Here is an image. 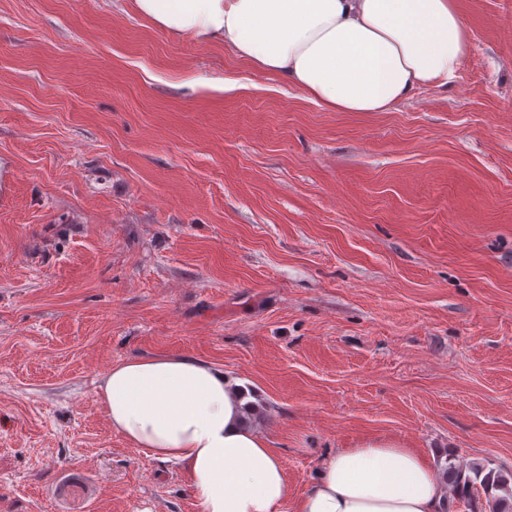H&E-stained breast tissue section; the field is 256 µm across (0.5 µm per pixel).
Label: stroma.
<instances>
[{"mask_svg":"<svg viewBox=\"0 0 512 512\" xmlns=\"http://www.w3.org/2000/svg\"><path fill=\"white\" fill-rule=\"evenodd\" d=\"M448 88L330 112L132 0H0V512H200L112 365L250 390L290 497L392 436L512 473V0Z\"/></svg>","mask_w":512,"mask_h":512,"instance_id":"obj_1","label":"stroma"}]
</instances>
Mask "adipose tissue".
Masks as SVG:
<instances>
[{
    "label": "adipose tissue",
    "instance_id": "ef3b65f1",
    "mask_svg": "<svg viewBox=\"0 0 512 512\" xmlns=\"http://www.w3.org/2000/svg\"><path fill=\"white\" fill-rule=\"evenodd\" d=\"M175 36L219 41L258 71L335 112H386L423 86L451 84L468 32L455 0H133ZM98 393L114 430L179 463L201 512H281L278 452L249 425L248 389L193 356L119 362ZM429 461L390 437L324 457L293 512H444Z\"/></svg>",
    "mask_w": 512,
    "mask_h": 512
}]
</instances>
